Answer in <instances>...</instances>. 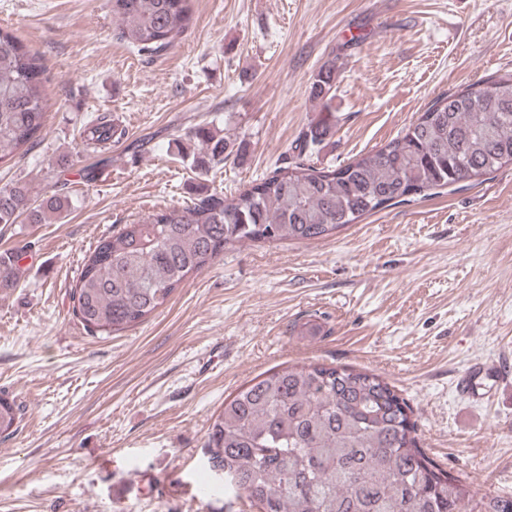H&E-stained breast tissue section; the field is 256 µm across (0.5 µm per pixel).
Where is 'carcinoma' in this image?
Returning a JSON list of instances; mask_svg holds the SVG:
<instances>
[{"label":"carcinoma","instance_id":"obj_1","mask_svg":"<svg viewBox=\"0 0 512 512\" xmlns=\"http://www.w3.org/2000/svg\"><path fill=\"white\" fill-rule=\"evenodd\" d=\"M190 0H112L115 36L159 54L189 25ZM43 67L0 30V163L40 137L47 116ZM336 63L314 75L323 98ZM315 125L297 155L231 198L207 195L126 224L98 242L70 289L84 329L109 336L148 320L190 275L235 243L328 238L414 196L512 166V72L433 101L415 123L375 152L338 168L310 164L329 131ZM117 128L89 122L85 148L105 152ZM192 167L222 164L234 144L207 126ZM71 204L38 201L20 182L0 187V224H42ZM20 280L18 257L0 256V284ZM413 409L378 374L324 362L297 363L242 387L214 418L208 468L235 492L228 512H512V496L479 493L421 448ZM19 406L0 398V436L16 430Z\"/></svg>","mask_w":512,"mask_h":512}]
</instances>
